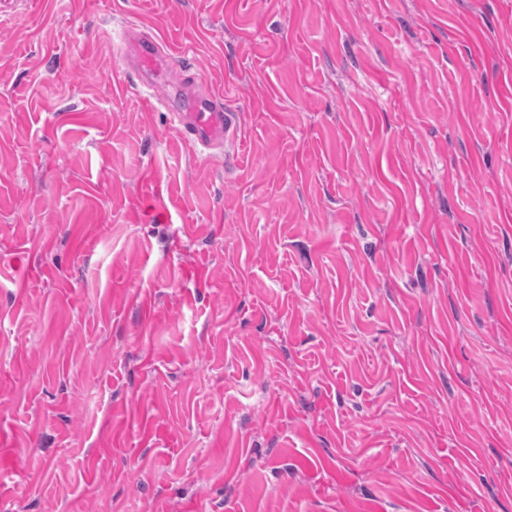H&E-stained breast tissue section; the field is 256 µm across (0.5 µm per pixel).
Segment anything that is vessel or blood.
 Segmentation results:
<instances>
[{"mask_svg": "<svg viewBox=\"0 0 512 512\" xmlns=\"http://www.w3.org/2000/svg\"><path fill=\"white\" fill-rule=\"evenodd\" d=\"M125 54L139 64L142 83L154 89L161 73L172 62L169 47L155 34L140 32L128 34ZM185 108L173 111V121L181 137L205 149H223L236 143L239 117L227 107L222 95L200 87L195 75H186L180 84Z\"/></svg>", "mask_w": 512, "mask_h": 512, "instance_id": "1", "label": "vessel or blood"}]
</instances>
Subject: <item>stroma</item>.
Returning <instances> with one entry per match:
<instances>
[{
	"label": "stroma",
	"instance_id": "stroma-1",
	"mask_svg": "<svg viewBox=\"0 0 512 512\" xmlns=\"http://www.w3.org/2000/svg\"><path fill=\"white\" fill-rule=\"evenodd\" d=\"M0 512H512V0L1 20ZM135 25L126 30L125 54L132 62L139 64L142 83L147 90L156 87V79L168 70L172 62L169 47L153 33L133 34ZM179 85L187 107L171 112L181 137L208 150L235 144L239 117L224 105L223 96L200 87L189 73Z\"/></svg>",
	"mask_w": 512,
	"mask_h": 512
}]
</instances>
